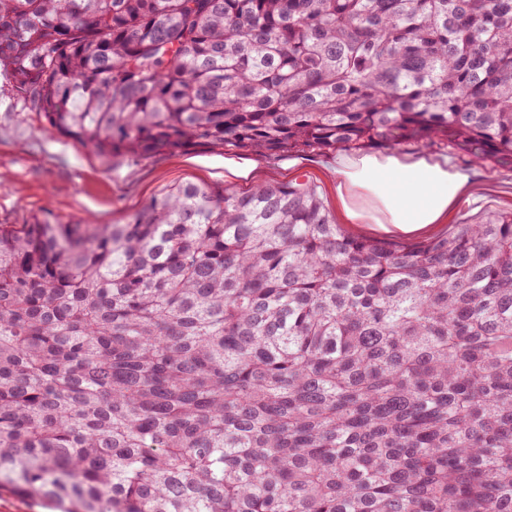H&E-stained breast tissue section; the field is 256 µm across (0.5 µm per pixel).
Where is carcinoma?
I'll use <instances>...</instances> for the list:
<instances>
[{"mask_svg":"<svg viewBox=\"0 0 512 512\" xmlns=\"http://www.w3.org/2000/svg\"><path fill=\"white\" fill-rule=\"evenodd\" d=\"M109 161L432 144L512 168V0H0ZM67 512H512V213L397 246L307 181L0 225V485Z\"/></svg>","mask_w":512,"mask_h":512,"instance_id":"1","label":"carcinoma"}]
</instances>
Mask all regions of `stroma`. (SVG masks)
Returning <instances> with one entry per match:
<instances>
[{
    "label": "stroma",
    "instance_id": "1",
    "mask_svg": "<svg viewBox=\"0 0 512 512\" xmlns=\"http://www.w3.org/2000/svg\"><path fill=\"white\" fill-rule=\"evenodd\" d=\"M405 158L426 154L447 159L469 177L465 192L442 224L412 232L377 224H349V234L410 244L447 233L453 224H480L512 211V170L474 163L464 154L433 146H395ZM374 147L377 155L391 151ZM336 152L305 151L285 157L236 151H191L140 162L102 163L73 140L43 129L41 114L19 98L9 73H0V224H23L42 212L68 223L90 220L122 224L152 197L173 185L193 182L245 192L267 182L306 179L315 183L332 216H339L334 178Z\"/></svg>",
    "mask_w": 512,
    "mask_h": 512
}]
</instances>
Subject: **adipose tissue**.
I'll use <instances>...</instances> for the list:
<instances>
[{
  "instance_id": "ef3b65f1",
  "label": "adipose tissue",
  "mask_w": 512,
  "mask_h": 512,
  "mask_svg": "<svg viewBox=\"0 0 512 512\" xmlns=\"http://www.w3.org/2000/svg\"><path fill=\"white\" fill-rule=\"evenodd\" d=\"M336 196L349 222L389 224L410 232L443 221L468 177L447 162L396 155L341 159L334 169Z\"/></svg>"
}]
</instances>
